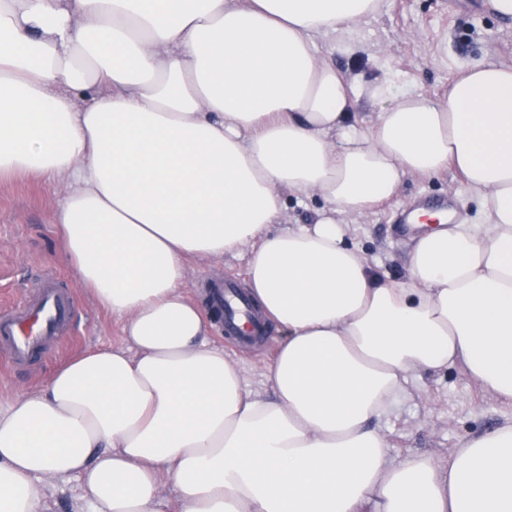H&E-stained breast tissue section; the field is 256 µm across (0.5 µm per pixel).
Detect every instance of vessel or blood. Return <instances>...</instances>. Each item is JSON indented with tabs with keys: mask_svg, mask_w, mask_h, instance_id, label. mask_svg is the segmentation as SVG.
Here are the masks:
<instances>
[{
	"mask_svg": "<svg viewBox=\"0 0 512 512\" xmlns=\"http://www.w3.org/2000/svg\"><path fill=\"white\" fill-rule=\"evenodd\" d=\"M453 207V201L447 198H425L418 201L416 210L404 212L400 221L416 223V212L420 209L445 213ZM216 301L224 307L226 335H236L244 324L249 325L251 335H262V323L234 281H225L218 287ZM74 308L72 296L56 288L54 276H47L34 291L32 300L13 313L0 315V356L16 366L42 357L49 347L72 336Z\"/></svg>",
	"mask_w": 512,
	"mask_h": 512,
	"instance_id": "vessel-or-blood-1",
	"label": "vessel or blood"
}]
</instances>
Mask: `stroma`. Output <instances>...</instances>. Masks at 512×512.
I'll return each mask as SVG.
<instances>
[{
  "mask_svg": "<svg viewBox=\"0 0 512 512\" xmlns=\"http://www.w3.org/2000/svg\"><path fill=\"white\" fill-rule=\"evenodd\" d=\"M361 48L359 54H336L337 67L371 81L390 72L404 89L430 96L444 95L448 83L470 61L487 57L512 66V21L498 19L488 0H386L383 14L364 19L349 29ZM68 188L67 181L52 184L18 175L0 181V309L25 303L47 273L68 288L75 299L77 343L55 346L33 366L14 369L0 358V401L41 387L53 372L77 354L122 345L121 325L111 313L86 296L76 273L63 261L53 229V217ZM455 196L469 200L471 191L455 171L428 178L406 177L399 194L357 218L352 241L385 277L403 279L412 236L399 222L401 213L423 197ZM476 214L464 209L465 219ZM246 258L223 262H190L186 292L201 297L209 285L231 279L245 281ZM213 342L246 374L249 389L268 396L266 368L276 352V334L245 346L215 326ZM411 395L381 422L390 453L403 457L430 453L452 455L471 435L512 421V403L498 399L469 379L460 368L436 374L417 372L410 377Z\"/></svg>",
  "mask_w": 512,
  "mask_h": 512,
  "instance_id": "35a3bbf8",
  "label": "stroma"
}]
</instances>
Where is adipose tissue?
Wrapping results in <instances>:
<instances>
[{"label": "adipose tissue", "instance_id": "1", "mask_svg": "<svg viewBox=\"0 0 512 512\" xmlns=\"http://www.w3.org/2000/svg\"><path fill=\"white\" fill-rule=\"evenodd\" d=\"M382 11L0 0V179L72 180L62 256L129 342L0 404V512L66 477L93 512H512V422L447 460H391L377 429L417 370L461 365L512 402V67L472 61L442 98L344 75L329 55L358 45L337 33ZM449 169L472 222L423 225L406 279L382 277L348 218ZM314 195L310 223L273 231ZM241 252L281 335L268 397L184 291L189 261Z\"/></svg>", "mask_w": 512, "mask_h": 512}]
</instances>
